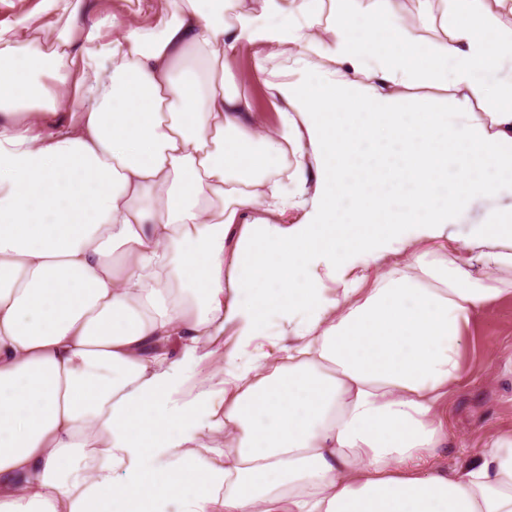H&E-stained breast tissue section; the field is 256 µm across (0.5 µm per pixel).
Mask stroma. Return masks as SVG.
Instances as JSON below:
<instances>
[{"label": "stroma", "mask_w": 512, "mask_h": 512, "mask_svg": "<svg viewBox=\"0 0 512 512\" xmlns=\"http://www.w3.org/2000/svg\"><path fill=\"white\" fill-rule=\"evenodd\" d=\"M256 56V48L244 49L234 68L246 80L243 90L252 101L253 122L271 131L278 128L280 114L263 82L251 77ZM511 208L512 185H505L494 196L459 213L456 238L443 247V254L465 257L464 241L472 226L482 223L489 211ZM465 334L462 355L468 378L448 400V438L434 459L444 470L456 467L492 435L512 431V291L504 292L474 317Z\"/></svg>", "instance_id": "1"}]
</instances>
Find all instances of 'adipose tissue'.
Listing matches in <instances>:
<instances>
[{
	"mask_svg": "<svg viewBox=\"0 0 512 512\" xmlns=\"http://www.w3.org/2000/svg\"><path fill=\"white\" fill-rule=\"evenodd\" d=\"M85 2L0 25V512H512V433L433 464L465 329L512 275V210L464 259L398 265L512 184V31L485 0H420L437 44L401 0H333L318 35L321 0H144L148 27ZM288 46V73L255 64L284 104L257 132L234 62ZM424 82L454 111L392 92ZM293 194L300 222L255 217ZM274 316L269 372L248 347ZM228 326L236 359L190 383ZM414 13L413 21L408 22L403 14L401 22L407 34L414 39L426 40L429 42H440L445 39V28L441 23L440 12L435 15L426 14L421 10L420 3L416 0H407ZM418 5V8H417Z\"/></svg>",
	"mask_w": 512,
	"mask_h": 512,
	"instance_id": "obj_1",
	"label": "adipose tissue"
}]
</instances>
